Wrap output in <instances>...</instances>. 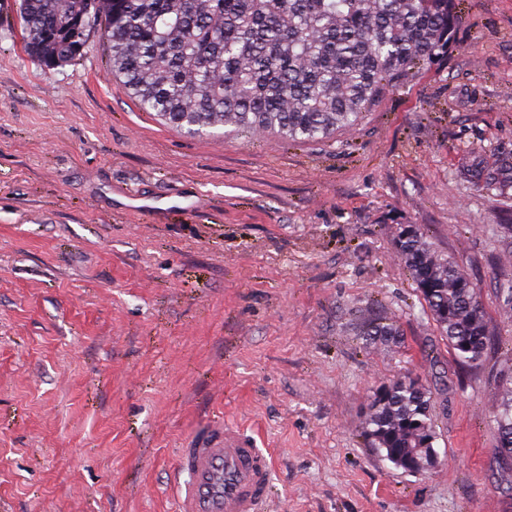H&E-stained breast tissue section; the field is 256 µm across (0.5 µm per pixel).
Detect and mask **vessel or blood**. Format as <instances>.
<instances>
[{
    "label": "vessel or blood",
    "instance_id": "1",
    "mask_svg": "<svg viewBox=\"0 0 512 512\" xmlns=\"http://www.w3.org/2000/svg\"><path fill=\"white\" fill-rule=\"evenodd\" d=\"M176 486L178 512H263L272 489L267 449L244 430L215 422L180 448Z\"/></svg>",
    "mask_w": 512,
    "mask_h": 512
}]
</instances>
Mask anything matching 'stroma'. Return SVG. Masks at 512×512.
<instances>
[{"instance_id":"obj_1","label":"stroma","mask_w":512,"mask_h":512,"mask_svg":"<svg viewBox=\"0 0 512 512\" xmlns=\"http://www.w3.org/2000/svg\"><path fill=\"white\" fill-rule=\"evenodd\" d=\"M0 0V512H176L212 421L272 457L270 512H512L492 415L512 384V198L458 166L512 152V0H461L448 55L323 143L193 137L143 112L100 45L48 69ZM420 227L495 344L448 351L396 249ZM396 344H363L362 323ZM433 393L438 465L360 432L373 390Z\"/></svg>"}]
</instances>
